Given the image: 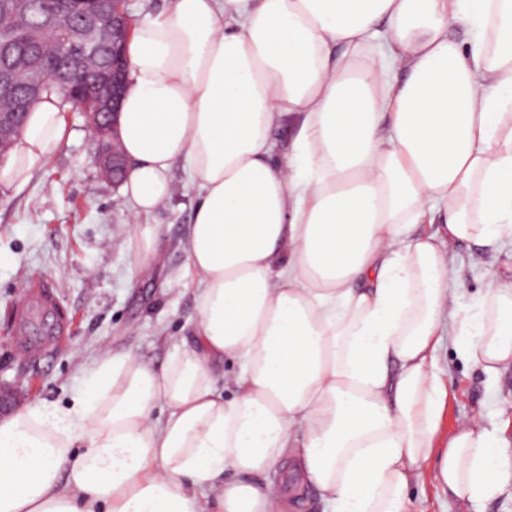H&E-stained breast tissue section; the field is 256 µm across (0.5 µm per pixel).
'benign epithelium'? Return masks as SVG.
Segmentation results:
<instances>
[{
    "instance_id": "7a95c632",
    "label": "benign epithelium",
    "mask_w": 512,
    "mask_h": 512,
    "mask_svg": "<svg viewBox=\"0 0 512 512\" xmlns=\"http://www.w3.org/2000/svg\"><path fill=\"white\" fill-rule=\"evenodd\" d=\"M80 4L85 12L65 13L57 20L58 28L75 33L80 65L75 70L58 71L55 78L64 81L63 88L68 95L86 90L96 100L101 112L97 121L90 123V129L103 143L98 164L102 174L118 184L124 178L126 163L115 147L119 140L117 106L126 82L123 61L132 36L131 18L124 8L112 11V0H80ZM104 13L109 14L110 21L100 25L96 16ZM43 84L42 71L28 56L17 55L0 43V97L11 95L18 88L24 91V95L17 97L22 110L0 112V161L20 135L30 101L40 93ZM17 403V392L9 385L0 384V417L9 414Z\"/></svg>"
}]
</instances>
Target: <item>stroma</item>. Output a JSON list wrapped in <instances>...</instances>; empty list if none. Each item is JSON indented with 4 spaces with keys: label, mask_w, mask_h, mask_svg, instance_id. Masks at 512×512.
I'll use <instances>...</instances> for the list:
<instances>
[{
    "label": "stroma",
    "mask_w": 512,
    "mask_h": 512,
    "mask_svg": "<svg viewBox=\"0 0 512 512\" xmlns=\"http://www.w3.org/2000/svg\"><path fill=\"white\" fill-rule=\"evenodd\" d=\"M67 138L19 193L0 197V381L11 384L21 404L67 405L104 347L133 352L161 364L180 336L190 334L195 281L185 274L187 233L196 188L183 163L172 176L175 197L150 216L163 227L157 253L140 262L123 230L132 211L119 187L102 177L98 144L81 113L65 115ZM469 307L493 279L512 283V243L482 253L469 244L456 249ZM47 276L69 318L61 348L36 360L17 355L12 324L16 303L32 274ZM448 396L437 449L463 421L480 417L496 429L512 454V370L496 381L461 360L445 335L438 350ZM429 459L410 489L412 512H512V480L492 500L472 505L457 499L435 478Z\"/></svg>",
    "instance_id": "obj_1"
}]
</instances>
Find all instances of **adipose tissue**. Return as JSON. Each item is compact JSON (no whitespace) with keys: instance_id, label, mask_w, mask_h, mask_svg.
<instances>
[{"instance_id":"1","label":"adipose tissue","mask_w":512,"mask_h":512,"mask_svg":"<svg viewBox=\"0 0 512 512\" xmlns=\"http://www.w3.org/2000/svg\"><path fill=\"white\" fill-rule=\"evenodd\" d=\"M127 58L129 238L154 257L143 218L184 162L196 325L161 366L103 350L68 406L0 421V512H286L311 487L331 512H410L442 328L489 379L512 366V289L461 311L453 262L460 242H512V0H172ZM66 134L56 96L36 103L0 195ZM286 465L288 489L268 478ZM437 478L478 503L512 455L474 420Z\"/></svg>"}]
</instances>
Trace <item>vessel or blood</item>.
Masks as SVG:
<instances>
[{
  "mask_svg": "<svg viewBox=\"0 0 512 512\" xmlns=\"http://www.w3.org/2000/svg\"><path fill=\"white\" fill-rule=\"evenodd\" d=\"M32 290L23 294L15 332L21 353L29 359L44 356L67 333L65 319L53 311V290L42 277H33Z\"/></svg>",
  "mask_w": 512,
  "mask_h": 512,
  "instance_id": "1",
  "label": "vessel or blood"
}]
</instances>
